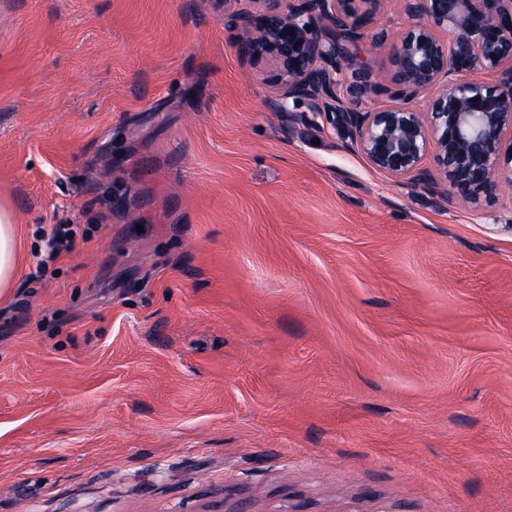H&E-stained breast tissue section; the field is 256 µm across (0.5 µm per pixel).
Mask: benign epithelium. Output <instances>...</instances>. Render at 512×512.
<instances>
[{"mask_svg":"<svg viewBox=\"0 0 512 512\" xmlns=\"http://www.w3.org/2000/svg\"><path fill=\"white\" fill-rule=\"evenodd\" d=\"M383 2L252 0L259 15L236 13L248 34L242 48L280 63L284 97L307 101L397 183L434 189L447 206L512 187V0H414L418 22L398 36L393 56L402 102L371 108L377 86L350 47L368 37Z\"/></svg>","mask_w":512,"mask_h":512,"instance_id":"1","label":"benign epithelium"}]
</instances>
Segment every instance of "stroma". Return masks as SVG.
Listing matches in <instances>:
<instances>
[{
    "label": "stroma",
    "mask_w": 512,
    "mask_h": 512,
    "mask_svg": "<svg viewBox=\"0 0 512 512\" xmlns=\"http://www.w3.org/2000/svg\"><path fill=\"white\" fill-rule=\"evenodd\" d=\"M241 37L0 0V512H512V192L394 182ZM53 224L89 238L40 274ZM7 201L0 200V297L7 298L15 283L17 254V225Z\"/></svg>",
    "instance_id": "stroma-1"
}]
</instances>
